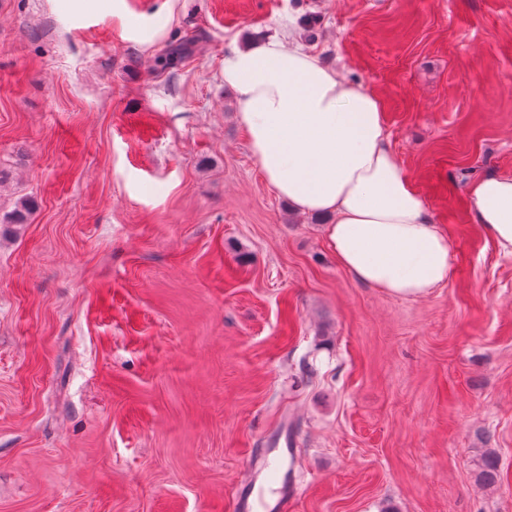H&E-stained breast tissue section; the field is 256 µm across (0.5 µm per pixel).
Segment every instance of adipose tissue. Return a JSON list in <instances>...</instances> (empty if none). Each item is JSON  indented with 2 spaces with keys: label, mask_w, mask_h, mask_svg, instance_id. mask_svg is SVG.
<instances>
[{
  "label": "adipose tissue",
  "mask_w": 512,
  "mask_h": 512,
  "mask_svg": "<svg viewBox=\"0 0 512 512\" xmlns=\"http://www.w3.org/2000/svg\"><path fill=\"white\" fill-rule=\"evenodd\" d=\"M250 154L274 193L327 217L338 263L357 281L402 298L444 285L451 251L391 148L379 99L280 31L224 56ZM473 219L512 254V177L468 186Z\"/></svg>",
  "instance_id": "ef3b65f1"
}]
</instances>
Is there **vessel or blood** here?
<instances>
[{"label":"vessel or blood","mask_w":512,"mask_h":512,"mask_svg":"<svg viewBox=\"0 0 512 512\" xmlns=\"http://www.w3.org/2000/svg\"><path fill=\"white\" fill-rule=\"evenodd\" d=\"M289 451L287 435L271 442L267 457L253 463L248 482L233 502V512H291L301 488L282 470L280 458Z\"/></svg>","instance_id":"1"}]
</instances>
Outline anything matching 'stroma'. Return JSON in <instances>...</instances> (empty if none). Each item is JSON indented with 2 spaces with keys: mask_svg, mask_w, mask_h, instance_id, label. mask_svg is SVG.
<instances>
[{
  "mask_svg": "<svg viewBox=\"0 0 512 512\" xmlns=\"http://www.w3.org/2000/svg\"><path fill=\"white\" fill-rule=\"evenodd\" d=\"M290 25L380 99L448 235L429 295L356 281L249 153L224 54ZM487 173L512 176V0H0V512H232L287 425L293 512H512ZM193 37L187 38L182 45L169 48L156 57V65L162 70L175 69L179 62L187 55L189 45L194 43ZM479 476L486 485H496L501 480V468L495 451H484L478 460Z\"/></svg>",
  "mask_w": 512,
  "mask_h": 512,
  "instance_id": "stroma-1",
  "label": "stroma"
}]
</instances>
